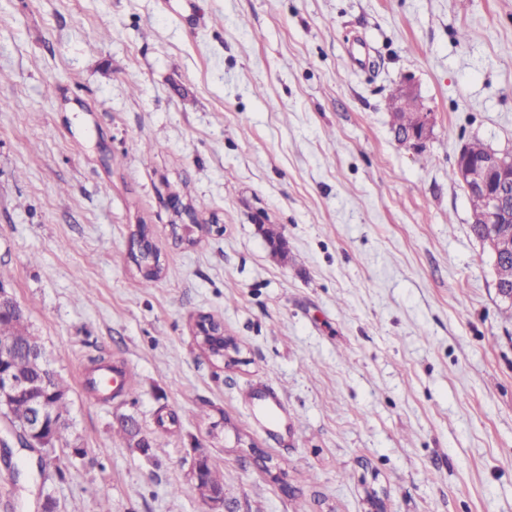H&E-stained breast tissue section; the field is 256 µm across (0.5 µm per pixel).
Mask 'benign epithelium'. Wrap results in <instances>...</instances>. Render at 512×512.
<instances>
[{"instance_id":"1","label":"benign epithelium","mask_w":512,"mask_h":512,"mask_svg":"<svg viewBox=\"0 0 512 512\" xmlns=\"http://www.w3.org/2000/svg\"><path fill=\"white\" fill-rule=\"evenodd\" d=\"M418 95L410 87L400 90V110L415 113V120L395 130L397 140L420 147L432 134V113L416 110ZM458 182L467 194L478 195L483 199L482 211L472 214L475 224H485L492 228L495 224H512V162H505L500 153L489 149L483 158L469 163L458 154ZM6 315L13 319L23 318V309L14 295L5 286L0 285V317ZM31 366L37 372L32 379L17 372L13 361L17 348L8 339L0 338V406L6 407L10 402L26 399L30 406V417L22 435L31 446L49 453L56 447L53 430L62 423L54 413L48 400V389L56 377L54 371L39 347L25 350ZM206 455L198 453L193 463V479L197 493L213 508L224 504V490L212 487L202 481V471Z\"/></svg>"}]
</instances>
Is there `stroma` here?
I'll return each instance as SVG.
<instances>
[{
    "instance_id": "35a3bbf8",
    "label": "stroma",
    "mask_w": 512,
    "mask_h": 512,
    "mask_svg": "<svg viewBox=\"0 0 512 512\" xmlns=\"http://www.w3.org/2000/svg\"><path fill=\"white\" fill-rule=\"evenodd\" d=\"M0 71V280L70 424L43 456L0 416V512H210L199 451L220 512H512V304L448 177L512 152V0H0ZM397 92V91H396ZM390 97L389 107L393 112L394 127L402 126L406 118L404 112H415V120L412 123H405L402 127L396 128L395 136L400 143H410L414 147H421L432 134L433 118L431 112L418 111L416 102L418 95L410 87H403L400 90V103L397 107L398 92ZM206 455L197 453L193 463V479L197 493L214 509L224 504V490L221 488L212 487L209 484L217 487H223V482L220 476L214 469L211 460L208 458V463L205 469L206 482L202 481V471L206 463Z\"/></svg>"
}]
</instances>
